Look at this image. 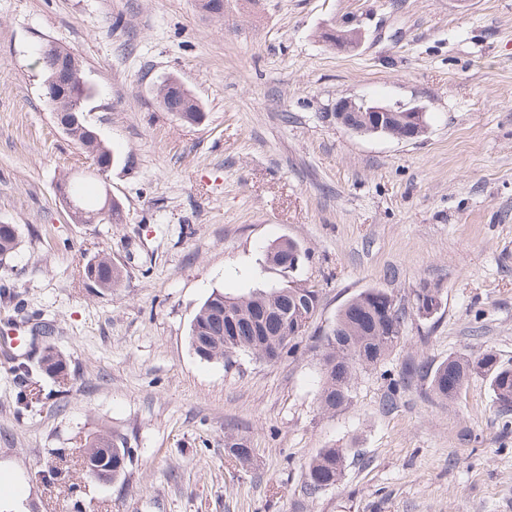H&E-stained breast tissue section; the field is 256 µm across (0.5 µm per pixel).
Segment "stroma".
<instances>
[{
	"label": "stroma",
	"mask_w": 512,
	"mask_h": 512,
	"mask_svg": "<svg viewBox=\"0 0 512 512\" xmlns=\"http://www.w3.org/2000/svg\"><path fill=\"white\" fill-rule=\"evenodd\" d=\"M357 29L337 51L322 29ZM74 50L96 89L87 119L118 158L107 178L123 224H76L58 179L89 166L44 98L42 43ZM169 76L205 112L186 124L156 95ZM424 109L405 141L345 130L337 100ZM0 223L19 246L0 267V488L12 512H512V415L488 380L453 401L413 361L494 350L512 363V0H0ZM295 240V280L320 302L297 351L275 363L201 360L192 319L216 290L278 284L270 244ZM124 270L83 277L100 253ZM408 314L391 355L358 370L352 404H318L313 336L368 288ZM72 380L43 374V348ZM105 428L132 452L102 485L81 446ZM245 438L250 463L228 452ZM346 451L318 493L305 468ZM92 271L95 272L96 279L102 288H116L123 278L121 267L115 264L108 254H98L85 264L83 274L87 280ZM345 462L344 449H320L306 468V485L310 492L315 493L339 484L344 477Z\"/></svg>",
	"instance_id": "stroma-1"
}]
</instances>
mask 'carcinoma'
Segmentation results:
<instances>
[{
    "label": "carcinoma",
    "mask_w": 512,
    "mask_h": 512,
    "mask_svg": "<svg viewBox=\"0 0 512 512\" xmlns=\"http://www.w3.org/2000/svg\"><path fill=\"white\" fill-rule=\"evenodd\" d=\"M177 101L181 106L177 117L185 122L194 120L196 97L184 87L177 92ZM76 116L78 124L69 137L91 159L92 165L109 162L114 157L112 151L102 140L89 137L91 127L83 113L78 112ZM94 175L93 171L78 173L73 184L72 192L86 213L98 211L103 204L102 196L91 199L81 191L80 182ZM18 244V226L0 224V262L10 257ZM298 250L300 246L290 238L274 242L267 250V263L282 276V283L275 287L236 298L220 291L212 292L192 320L190 344L207 337L219 348L215 355L227 364L240 353L275 362L283 354L296 350L319 304L318 290L298 283L289 270L288 256ZM92 272L98 283L108 289L117 287L123 278L121 267L108 254H99L85 264L84 277ZM392 298L394 295L379 288L362 291L341 306L333 327L316 337L322 412L329 414L348 407L357 369L382 363L404 339L405 306L392 304ZM410 373L429 380L431 392L448 401L458 397L471 377H486L500 407L512 410V365L502 362L491 349L477 354L460 353L435 366L416 364L411 366ZM109 442L114 448L127 444L124 437L102 431L86 440V447L95 448ZM230 453L236 460L247 463L253 449L241 438L231 443ZM345 462L344 449H320L307 465V488L315 493L339 484L344 477Z\"/></svg>",
    "instance_id": "1"
}]
</instances>
